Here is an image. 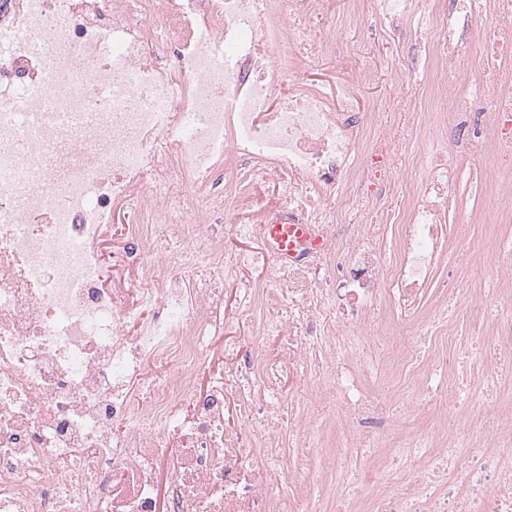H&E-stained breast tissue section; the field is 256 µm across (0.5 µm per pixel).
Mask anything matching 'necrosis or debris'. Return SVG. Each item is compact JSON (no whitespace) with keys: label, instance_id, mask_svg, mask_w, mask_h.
Masks as SVG:
<instances>
[{"label":"necrosis or debris","instance_id":"1","mask_svg":"<svg viewBox=\"0 0 512 512\" xmlns=\"http://www.w3.org/2000/svg\"><path fill=\"white\" fill-rule=\"evenodd\" d=\"M430 6L443 33L382 109L355 98L368 68L332 99L294 78L296 18L323 0H0V32L28 35L0 57V512H512V0ZM411 12L349 0L367 32ZM242 170L283 187L265 223L317 248L227 250L252 236ZM491 218L494 243L465 246ZM452 299L485 323L466 380Z\"/></svg>","mask_w":512,"mask_h":512}]
</instances>
